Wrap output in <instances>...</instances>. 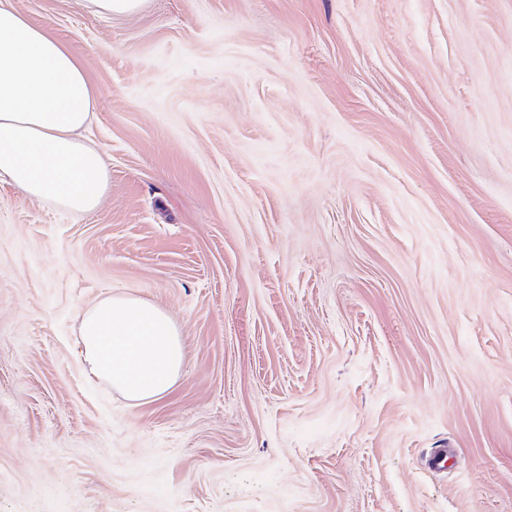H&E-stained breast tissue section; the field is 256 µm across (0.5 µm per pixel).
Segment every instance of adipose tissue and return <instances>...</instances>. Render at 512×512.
<instances>
[{"instance_id":"adipose-tissue-1","label":"adipose tissue","mask_w":512,"mask_h":512,"mask_svg":"<svg viewBox=\"0 0 512 512\" xmlns=\"http://www.w3.org/2000/svg\"><path fill=\"white\" fill-rule=\"evenodd\" d=\"M96 90L83 63L17 0H0V182L28 200L94 212L110 185L102 149L85 131ZM88 373L135 403L163 397L183 362L180 333L153 301L110 294L79 325Z\"/></svg>"}]
</instances>
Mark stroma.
I'll list each match as a JSON object with an SVG mask.
<instances>
[{
  "label": "stroma",
  "mask_w": 512,
  "mask_h": 512,
  "mask_svg": "<svg viewBox=\"0 0 512 512\" xmlns=\"http://www.w3.org/2000/svg\"><path fill=\"white\" fill-rule=\"evenodd\" d=\"M18 5L111 181L0 184V512H512V0ZM121 292L184 344L139 405L80 358ZM94 13L110 17L130 16L139 12L147 0H85Z\"/></svg>",
  "instance_id": "stroma-1"
}]
</instances>
